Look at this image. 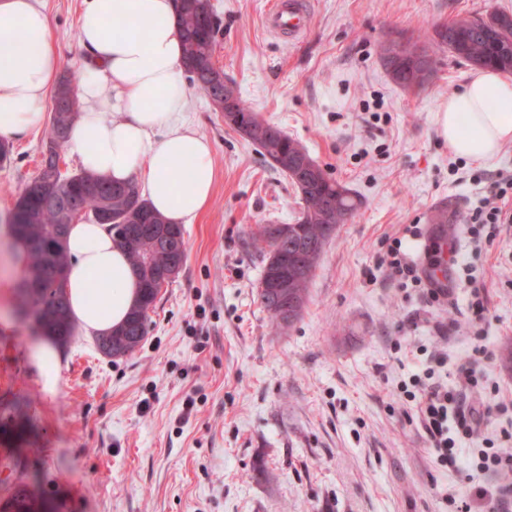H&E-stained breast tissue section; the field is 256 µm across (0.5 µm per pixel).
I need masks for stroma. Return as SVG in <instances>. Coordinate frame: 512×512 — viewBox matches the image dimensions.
<instances>
[{"label":"stroma","mask_w":512,"mask_h":512,"mask_svg":"<svg viewBox=\"0 0 512 512\" xmlns=\"http://www.w3.org/2000/svg\"><path fill=\"white\" fill-rule=\"evenodd\" d=\"M221 19L214 60L265 121L306 146L362 201L320 257L308 302L278 329L259 298L263 224L294 223L290 180L226 125L198 89L184 117L213 145L208 208L184 227L187 256L161 292L141 347L123 358L74 332L60 345L58 384L44 391L28 351L42 335L17 292L24 256L9 214L35 176L49 129L11 143L0 167V503L15 484L49 512H454L452 489L485 483L477 450L459 470L435 467L402 383L424 374L426 352L448 335V361L470 346L463 294L443 312L417 293L397 298L369 272L401 224L435 215L485 288L480 327L490 357L477 406L512 395V224L472 256L467 214L482 183L512 171V144L494 158L452 154L438 106L471 66L437 52L423 89L403 91L380 48L418 41L460 15L512 0H306L307 35L269 32L271 0H212ZM63 67L80 70L82 0H38Z\"/></svg>","instance_id":"35a3bbf8"}]
</instances>
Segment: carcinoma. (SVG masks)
Masks as SVG:
<instances>
[{
	"label": "carcinoma",
	"mask_w": 512,
	"mask_h": 512,
	"mask_svg": "<svg viewBox=\"0 0 512 512\" xmlns=\"http://www.w3.org/2000/svg\"><path fill=\"white\" fill-rule=\"evenodd\" d=\"M176 11L180 26L186 74L196 87L211 82L210 59L214 53L221 20L210 0H177ZM448 50L451 56L475 67L489 68L512 73V19L503 20L500 12L458 17L446 24L436 26L425 34L422 49L427 58L428 71L435 75V60L431 48ZM392 48L381 50V59L389 76L404 90L422 89L429 79L417 74V68L409 57L397 61L389 57ZM79 79L75 74L60 78L53 95V102L59 96L77 92ZM79 114L70 111L68 126L64 133L57 131L55 118H50L48 153L42 155L40 165L53 167L68 147V134ZM259 116L250 109L243 99H237L235 110L224 114V122L242 136L246 129L257 122ZM262 155L269 166L285 174L297 190L302 208L294 224L285 225L287 239L276 243L265 231H258L253 242L262 251H267L266 267L276 262H288V280L292 297L300 303L295 317H300L307 303L309 284L314 277L323 248L335 233L329 224L339 225L353 218L361 206L358 196L340 184L322 168L307 180L295 179L294 172L287 167V159L296 153L301 143L281 129L276 136L259 144ZM66 183H47L35 175L19 195L9 216V228L14 244L26 260L23 280L39 285L31 294L32 313L42 331L50 336L58 330L72 334L68 302L58 305L55 301L54 274L67 267L65 248L55 243L53 229L61 223L58 201L63 195L72 197L76 207L88 214L102 213L114 224H132L134 217L144 215L150 224H164L165 218L156 213L142 194L139 183L132 179L123 183V188L108 190L112 183L95 173L81 169L66 174ZM335 210V220L324 218L326 209ZM134 268L145 254L153 249L151 239L135 236L119 243ZM148 313L142 302H137L125 323L131 326V335L145 336Z\"/></svg>",
	"instance_id": "obj_1"
}]
</instances>
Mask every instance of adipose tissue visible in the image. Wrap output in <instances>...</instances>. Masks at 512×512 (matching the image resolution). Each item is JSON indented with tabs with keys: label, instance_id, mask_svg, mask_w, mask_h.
I'll return each mask as SVG.
<instances>
[{
	"label": "adipose tissue",
	"instance_id": "obj_1",
	"mask_svg": "<svg viewBox=\"0 0 512 512\" xmlns=\"http://www.w3.org/2000/svg\"><path fill=\"white\" fill-rule=\"evenodd\" d=\"M80 113L68 146L112 181L144 183L169 223L208 207L215 179L210 140L183 119L189 89L175 0H83L78 32ZM62 59L35 0H0V137L40 127ZM439 132L455 156L487 160L512 143V82L480 70L438 107ZM66 291L73 324L88 336L122 324L139 280L107 224L69 228Z\"/></svg>",
	"mask_w": 512,
	"mask_h": 512
}]
</instances>
